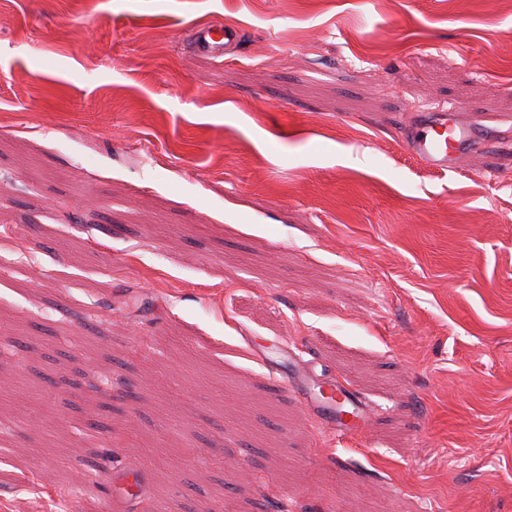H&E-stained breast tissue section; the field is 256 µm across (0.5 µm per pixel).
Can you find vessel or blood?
I'll return each mask as SVG.
<instances>
[{
  "instance_id": "1",
  "label": "vessel or blood",
  "mask_w": 512,
  "mask_h": 512,
  "mask_svg": "<svg viewBox=\"0 0 512 512\" xmlns=\"http://www.w3.org/2000/svg\"><path fill=\"white\" fill-rule=\"evenodd\" d=\"M239 37V28L230 23L202 26L192 33L196 49L214 56L232 53ZM460 112L451 104L412 114L402 139L405 151L430 170H455L463 157L478 153L491 140L488 131L462 121ZM319 382L315 415L322 427L339 439L363 434L367 406L336 379L323 375Z\"/></svg>"
}]
</instances>
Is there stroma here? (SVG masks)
<instances>
[{
    "instance_id": "1",
    "label": "stroma",
    "mask_w": 512,
    "mask_h": 512,
    "mask_svg": "<svg viewBox=\"0 0 512 512\" xmlns=\"http://www.w3.org/2000/svg\"><path fill=\"white\" fill-rule=\"evenodd\" d=\"M448 102L512 133V0H0V512H512V153L410 158ZM239 37V28L230 23L198 27L192 33L196 49L213 56L232 53L239 42ZM320 382L319 395L316 398L315 416L330 434L345 439L353 434L362 435L367 428L369 411L367 406L334 378L323 373L315 376ZM338 403L348 404L353 412L350 420H342L337 414Z\"/></svg>"
}]
</instances>
